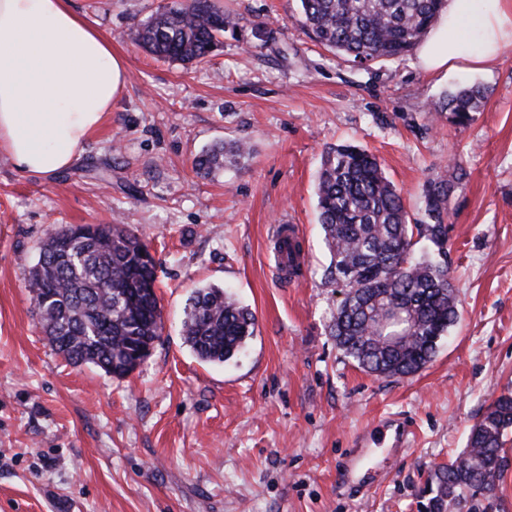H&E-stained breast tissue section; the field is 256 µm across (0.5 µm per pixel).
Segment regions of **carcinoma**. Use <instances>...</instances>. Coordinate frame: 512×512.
Wrapping results in <instances>:
<instances>
[{"mask_svg": "<svg viewBox=\"0 0 512 512\" xmlns=\"http://www.w3.org/2000/svg\"><path fill=\"white\" fill-rule=\"evenodd\" d=\"M302 24L327 49L356 63L401 56L425 37L444 0H299ZM234 27L220 0H173L134 31L150 54L200 64ZM486 92L462 85L434 111L464 126ZM249 155L241 141L217 142L193 161L208 177ZM465 173L456 165L423 189V218H411L380 159L352 144L327 147L316 185L319 224L330 253L326 278L343 298L329 325L336 346L363 371L404 378L430 363L457 319L446 255L449 198ZM425 248L415 251L419 241ZM157 261L124 224L64 225L44 240L27 271L34 314L48 344L73 365L123 378L160 338ZM256 330L255 314L227 289L207 285L188 299L184 342L204 362L225 364ZM512 394H502L471 428L467 448L426 479L425 512H500L509 467Z\"/></svg>", "mask_w": 512, "mask_h": 512, "instance_id": "cac0c4a2", "label": "carcinoma"}]
</instances>
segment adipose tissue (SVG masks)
<instances>
[{
	"label": "adipose tissue",
	"mask_w": 512,
	"mask_h": 512,
	"mask_svg": "<svg viewBox=\"0 0 512 512\" xmlns=\"http://www.w3.org/2000/svg\"><path fill=\"white\" fill-rule=\"evenodd\" d=\"M512 45V0H447L420 47L434 73L490 68ZM122 58L70 0H0V152L24 173L71 166L125 85Z\"/></svg>",
	"instance_id": "1"
}]
</instances>
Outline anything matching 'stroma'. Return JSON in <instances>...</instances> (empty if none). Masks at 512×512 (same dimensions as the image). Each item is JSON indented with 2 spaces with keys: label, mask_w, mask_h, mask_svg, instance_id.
Returning <instances> with one entry per match:
<instances>
[{
  "label": "stroma",
  "mask_w": 512,
  "mask_h": 512,
  "mask_svg": "<svg viewBox=\"0 0 512 512\" xmlns=\"http://www.w3.org/2000/svg\"><path fill=\"white\" fill-rule=\"evenodd\" d=\"M167 3L71 0L123 58V94L64 171L25 175L0 153V512H422L428 472L512 392V47L485 72L432 75L413 51L360 66L309 38L298 0H222L235 29L184 66L130 37ZM460 84L489 90L464 127L433 109ZM222 140L251 156L198 175ZM348 143L380 158L416 218L428 180L466 173L447 242L458 318L409 377L363 372L329 334L340 294L315 188L323 149ZM65 224L127 225L158 262L162 335L126 378L66 362L37 324L25 273ZM280 224L303 246L292 282L275 270ZM207 284L257 318L221 366L181 336ZM388 416L409 445L367 448L339 482L355 436Z\"/></svg>",
  "instance_id": "35a3bbf8"
}]
</instances>
